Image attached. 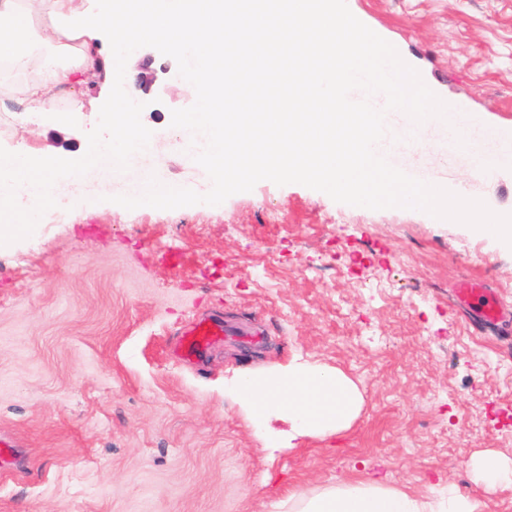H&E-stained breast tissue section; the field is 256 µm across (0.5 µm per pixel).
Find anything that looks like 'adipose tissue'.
<instances>
[{
  "label": "adipose tissue",
  "instance_id": "adipose-tissue-1",
  "mask_svg": "<svg viewBox=\"0 0 512 512\" xmlns=\"http://www.w3.org/2000/svg\"><path fill=\"white\" fill-rule=\"evenodd\" d=\"M116 14L133 17L140 40L166 44L179 31L184 40L200 48L189 76L199 105L181 117L180 127L187 132L202 131L207 147L203 154L191 156L190 164L210 170L235 188H245V181L227 167L238 141L226 135L225 114L217 107L224 92L218 62L224 57L225 44L235 35L224 23L222 0H109L97 14L79 12L77 0H0V95L20 97L30 115L51 112L63 124L70 122L72 112L80 111L82 104L73 100L70 111L60 112L56 103L60 93L73 88L78 79L133 87L129 66L117 64L100 42L102 30L108 29L109 18ZM241 17L243 26L256 32L272 25L288 26L300 35L316 30V47L339 61L337 68L320 72L318 89L352 107L351 112L341 114L305 113L302 136L265 160L267 171L313 176L328 191L370 203L375 196L391 194L393 185L409 175L407 165L391 150L401 134L418 138L431 132L436 145L444 144L448 123L443 118L418 124L409 112L380 115L375 102L356 96L357 74L368 65L372 51L351 44L350 32L337 24L335 11L314 9L311 0H294L282 14L248 10ZM351 117L359 123L364 141L351 143L344 138ZM107 120L106 141H92L69 169H60L56 158L47 154L21 151L0 156V212L21 208L25 222L31 223L61 198L79 204L85 194L103 186L94 173L103 149L111 150L114 165L124 170L131 201L148 207L192 204V194L181 187L139 179L132 167L140 140L133 113L111 112ZM464 132L471 142L470 158L484 155L500 167L512 164L511 131L471 120ZM231 392L252 418H287L292 442L349 428L363 405L357 383L343 371L308 361L244 374ZM287 504L289 512H484L485 508L480 499L453 489L431 500L382 478L340 483L315 492L295 489L289 492Z\"/></svg>",
  "mask_w": 512,
  "mask_h": 512
}]
</instances>
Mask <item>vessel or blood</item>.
<instances>
[{
    "label": "vessel or blood",
    "instance_id": "b4317fda",
    "mask_svg": "<svg viewBox=\"0 0 512 512\" xmlns=\"http://www.w3.org/2000/svg\"><path fill=\"white\" fill-rule=\"evenodd\" d=\"M350 34L356 44L374 46L377 64L371 69L372 82L390 93L397 109L425 116L444 114L451 132L449 148L467 149V140L458 133L459 126L465 120L464 113L450 110L447 100L437 95L417 92L416 84L402 59L391 47L379 42L371 30L355 25ZM456 295L461 304L474 308L477 325L487 327L496 324L500 313L496 297L484 294L482 288L472 283L462 284L457 288ZM226 334L222 324L209 319L200 320L185 331L182 354L187 358L194 357L198 349L219 341Z\"/></svg>",
    "mask_w": 512,
    "mask_h": 512
}]
</instances>
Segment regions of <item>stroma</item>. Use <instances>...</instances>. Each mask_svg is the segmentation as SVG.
Instances as JSON below:
<instances>
[{
	"label": "stroma",
	"mask_w": 512,
	"mask_h": 512,
	"mask_svg": "<svg viewBox=\"0 0 512 512\" xmlns=\"http://www.w3.org/2000/svg\"><path fill=\"white\" fill-rule=\"evenodd\" d=\"M391 43L421 90L512 129V0H335ZM149 90H115L135 113L158 179L198 182L191 208L60 199L0 242V512H276L295 488L366 475L416 494L444 481L512 512V484L474 459H512V240L451 222L438 207L327 194L288 173L239 191L200 184L177 118L195 111L185 58L135 44ZM102 113L66 128L0 96V152L67 164ZM512 225V167L471 177L464 154L422 139L407 159ZM501 302L477 328L454 290ZM233 320L260 332L181 357L185 328ZM302 358L338 368L364 396L347 430L298 439L287 419L253 421L230 394L242 374ZM474 470L478 478L488 484L512 482V462H508L498 455L483 456L475 465Z\"/></svg>",
	"instance_id": "stroma-1"
}]
</instances>
